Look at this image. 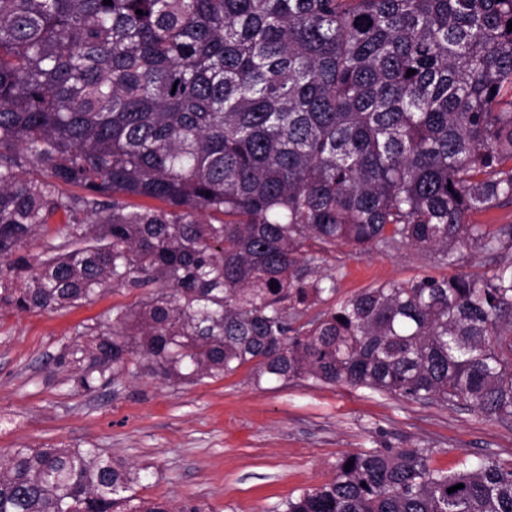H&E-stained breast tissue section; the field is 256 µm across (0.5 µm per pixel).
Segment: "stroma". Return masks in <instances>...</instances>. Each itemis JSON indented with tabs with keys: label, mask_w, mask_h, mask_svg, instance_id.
Here are the masks:
<instances>
[{
	"label": "stroma",
	"mask_w": 512,
	"mask_h": 512,
	"mask_svg": "<svg viewBox=\"0 0 512 512\" xmlns=\"http://www.w3.org/2000/svg\"><path fill=\"white\" fill-rule=\"evenodd\" d=\"M512 250L465 251L456 268L402 247L330 252L338 303L365 288L424 275L490 276ZM141 288L56 311L0 309V452L22 445L100 448L140 469L144 499H193L206 512H275L289 497L331 481L343 456L371 448H425L434 466L490 454L512 463V423L467 406L409 402L366 388L307 379L255 383L250 368L196 383L124 376L93 393L59 367L85 326L136 307Z\"/></svg>",
	"instance_id": "1"
}]
</instances>
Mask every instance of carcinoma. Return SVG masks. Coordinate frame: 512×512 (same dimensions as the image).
Segmentation results:
<instances>
[{
	"label": "carcinoma",
	"instance_id": "cac0c4a2",
	"mask_svg": "<svg viewBox=\"0 0 512 512\" xmlns=\"http://www.w3.org/2000/svg\"><path fill=\"white\" fill-rule=\"evenodd\" d=\"M511 21L512 0H0V258L24 275L0 307L148 289L59 357L89 393L142 368L194 383L249 365L258 383L511 422L512 262L366 288L304 320L335 291L319 269L338 245L450 265L512 248L511 224L469 222L512 204ZM59 212L48 257L19 253ZM87 224L107 244L76 247ZM139 482L100 448H12L0 512H206L141 500ZM280 512H512V466L371 448Z\"/></svg>",
	"mask_w": 512,
	"mask_h": 512
}]
</instances>
